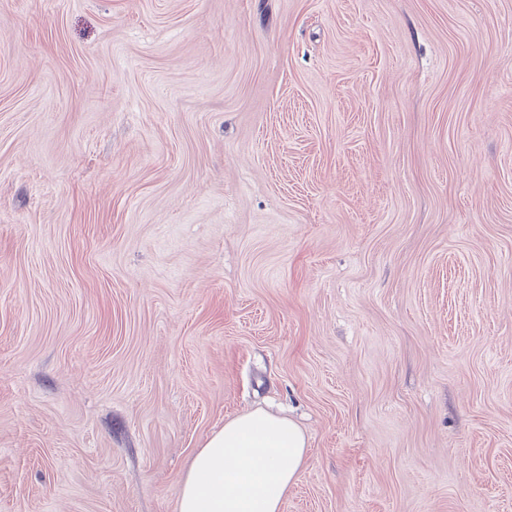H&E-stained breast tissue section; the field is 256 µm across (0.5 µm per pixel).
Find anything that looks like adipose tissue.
<instances>
[{
    "mask_svg": "<svg viewBox=\"0 0 512 512\" xmlns=\"http://www.w3.org/2000/svg\"><path fill=\"white\" fill-rule=\"evenodd\" d=\"M293 420L262 410L225 422L195 453L178 512H281L307 461Z\"/></svg>",
    "mask_w": 512,
    "mask_h": 512,
    "instance_id": "adipose-tissue-1",
    "label": "adipose tissue"
}]
</instances>
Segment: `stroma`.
I'll use <instances>...</instances> for the list:
<instances>
[{
	"instance_id": "35a3bbf8",
	"label": "stroma",
	"mask_w": 512,
	"mask_h": 512,
	"mask_svg": "<svg viewBox=\"0 0 512 512\" xmlns=\"http://www.w3.org/2000/svg\"><path fill=\"white\" fill-rule=\"evenodd\" d=\"M512 512V0H0V512ZM307 438L291 419L251 411L224 423L195 453L178 512H280L303 469Z\"/></svg>"
}]
</instances>
